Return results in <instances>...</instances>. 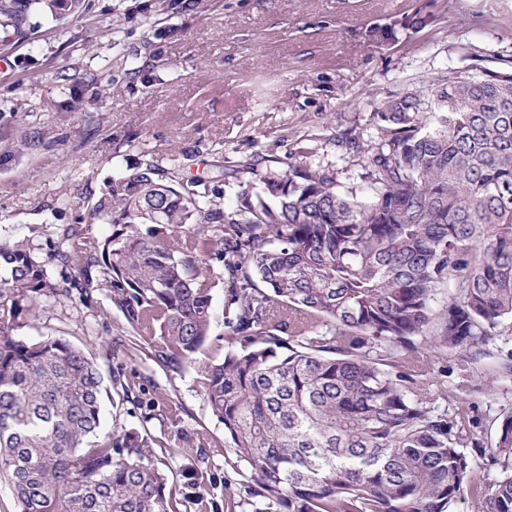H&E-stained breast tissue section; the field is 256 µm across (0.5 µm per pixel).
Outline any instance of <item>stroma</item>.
<instances>
[{
	"label": "stroma",
	"instance_id": "stroma-1",
	"mask_svg": "<svg viewBox=\"0 0 512 512\" xmlns=\"http://www.w3.org/2000/svg\"><path fill=\"white\" fill-rule=\"evenodd\" d=\"M418 12L433 24L392 44L368 40V28ZM1 55L0 236L31 239L46 257V225L111 232L92 207L142 152L164 165L190 153L188 172L202 177L255 154L284 160L303 136L369 129L390 94L425 92L456 68L512 66V0H83L31 16ZM19 334L66 338L107 387L138 376L140 391L106 403L105 417L164 438L155 454L180 512H197L196 472L207 512L244 497L197 366L158 360L105 293L86 305L71 289ZM431 362L425 388L462 397L475 433L493 438L512 411L503 356L464 349Z\"/></svg>",
	"mask_w": 512,
	"mask_h": 512
}]
</instances>
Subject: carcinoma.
I'll return each instance as SVG.
<instances>
[{
    "mask_svg": "<svg viewBox=\"0 0 512 512\" xmlns=\"http://www.w3.org/2000/svg\"><path fill=\"white\" fill-rule=\"evenodd\" d=\"M60 2L81 0H0V30ZM432 23L416 13L367 37ZM441 82L384 99L376 133L326 140L362 167L361 189L315 144L285 168L239 162L226 209L178 159L151 158L94 204L110 234L58 228L46 262L28 239L0 242V475L20 512H178L164 441L105 425L98 364L60 336L16 335L69 287L86 305L107 289L156 357L200 364L253 512H452L466 490L481 512H512V411L488 446L418 382L427 353L487 346L512 320V69ZM220 280L224 355L201 364ZM479 458L499 474L478 475Z\"/></svg>",
    "mask_w": 512,
    "mask_h": 512,
    "instance_id": "obj_1",
    "label": "carcinoma"
}]
</instances>
